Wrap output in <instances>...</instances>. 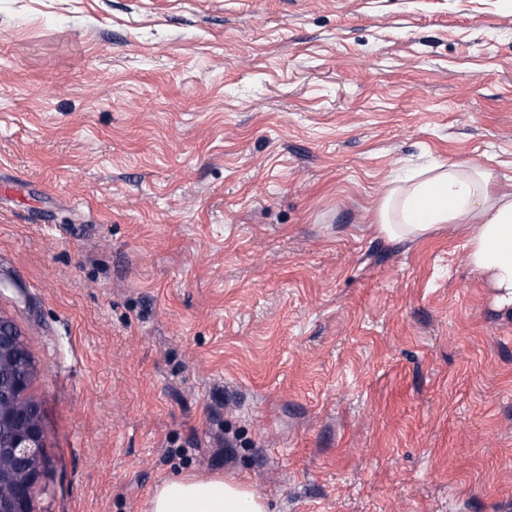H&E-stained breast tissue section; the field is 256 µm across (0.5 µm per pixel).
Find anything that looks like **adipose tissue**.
Returning a JSON list of instances; mask_svg holds the SVG:
<instances>
[{"instance_id": "1", "label": "adipose tissue", "mask_w": 512, "mask_h": 512, "mask_svg": "<svg viewBox=\"0 0 512 512\" xmlns=\"http://www.w3.org/2000/svg\"><path fill=\"white\" fill-rule=\"evenodd\" d=\"M489 173L458 162H435L394 178L375 211L377 231L412 241L440 229L475 228L466 261L512 309V189L495 191ZM147 512H267L246 484L221 477L180 476L154 491Z\"/></svg>"}]
</instances>
